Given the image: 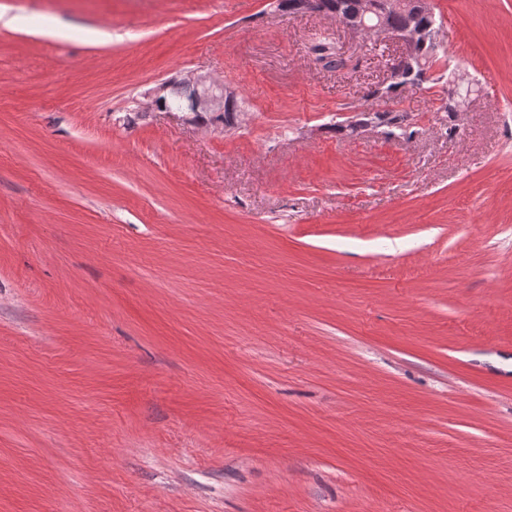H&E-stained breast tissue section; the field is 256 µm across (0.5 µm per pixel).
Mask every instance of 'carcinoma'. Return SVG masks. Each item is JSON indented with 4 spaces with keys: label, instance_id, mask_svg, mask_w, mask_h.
I'll return each mask as SVG.
<instances>
[{
    "label": "carcinoma",
    "instance_id": "1",
    "mask_svg": "<svg viewBox=\"0 0 512 512\" xmlns=\"http://www.w3.org/2000/svg\"><path fill=\"white\" fill-rule=\"evenodd\" d=\"M329 2L347 21L364 22L368 25L375 22V16L372 14L358 16V0H329ZM410 2L413 3L412 9L415 10L417 24L421 28L420 45L416 48V54L403 64L401 73L395 80L381 88L375 87L368 90L365 95L368 100H394L408 87L426 88L439 81V78L433 75L432 69L438 61L437 48L442 23L436 19L433 9L422 5V0H410ZM363 116L366 120H375L398 130L402 135L407 134V130L411 127L407 113L401 111L369 110L363 112Z\"/></svg>",
    "mask_w": 512,
    "mask_h": 512
}]
</instances>
